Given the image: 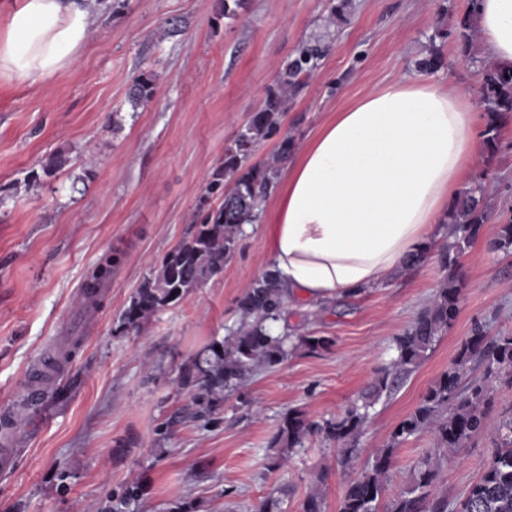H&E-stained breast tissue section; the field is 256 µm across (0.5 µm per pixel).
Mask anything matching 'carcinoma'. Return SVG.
<instances>
[{"label":"carcinoma","mask_w":512,"mask_h":512,"mask_svg":"<svg viewBox=\"0 0 512 512\" xmlns=\"http://www.w3.org/2000/svg\"><path fill=\"white\" fill-rule=\"evenodd\" d=\"M329 45L319 39L306 42L298 56L265 90L262 105L252 113L229 146L224 149L223 167L216 170L207 196L200 200L205 211L190 237L172 248L160 267L137 288L120 326L137 333L164 307L184 299L224 273L233 258L242 226L258 217L262 201L275 191L280 165L295 147L294 138L280 135L266 159H250L260 144L279 135L282 118L290 103L315 76ZM443 65L437 51L417 62V71L432 72ZM155 75H140L130 88L128 100L136 107L153 95ZM481 102L486 116L482 137L494 151L502 133V122L512 116V69H486L482 73ZM221 198L212 207L210 197ZM489 219L481 185L470 187L458 198L451 215L449 236L453 241L443 254L448 279L438 289L431 305L413 326L396 339L397 357L384 368L359 404L343 416L322 424L308 421L300 413L288 415L272 441L269 468L279 470L290 461L296 448L311 435L321 434L340 446L342 462L357 458L355 441L383 393H389L403 375L416 368L440 337L454 325L460 312L464 286L459 260L464 247L475 240ZM496 248L512 249V224L497 229ZM287 297L278 276L267 269L252 281L238 302L239 319L221 338H213L181 364L178 384L191 399L187 416L208 419L224 403L227 393L238 390L260 369L272 368L294 350H327L332 339L304 336L285 325L272 333L271 323L281 320ZM485 365L480 379L463 380L468 364ZM501 384L512 387V334L488 337L475 329L460 344L454 366L443 372L428 388L415 410L394 429L390 443L380 448L349 482L338 512H379L394 447L409 437L429 430L438 447L456 452L485 429L488 409ZM494 451L480 478L469 488L457 512H512V417L503 420L491 436ZM438 465L427 458L410 470L407 488L388 505V512H446L447 503L432 497ZM142 495L138 484L127 486L112 499V512H130Z\"/></svg>","instance_id":"1"}]
</instances>
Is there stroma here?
<instances>
[{"label":"stroma","mask_w":512,"mask_h":512,"mask_svg":"<svg viewBox=\"0 0 512 512\" xmlns=\"http://www.w3.org/2000/svg\"><path fill=\"white\" fill-rule=\"evenodd\" d=\"M330 0H246L225 18L219 0H112L77 61L43 84L0 81V421L11 422L17 455L0 473V512H111L132 483L137 512H255L279 488V512H302L319 492L338 512L363 461L452 366L474 327L512 333V254L492 241L512 221V122L492 159H479L492 217L461 257L460 313L419 367L371 409L359 454L342 466L335 443L313 435L288 466L268 468L284 417L342 416L396 355L395 340L429 306L447 274L441 251L381 287L288 311L290 324L327 336L329 350H298L252 376L224 399L216 420L158 429L190 405L178 368L237 320V302L269 259L259 230L243 233L219 278L160 310L142 334L119 331L124 311L162 258L200 223V199L224 148L263 100L297 49L331 44L283 127L304 146L337 108L386 83L415 76L436 46L438 79L478 100L486 63L481 33L434 39L468 16V0H352L345 20L326 25ZM156 76L153 97L131 107L141 73ZM96 284L92 313L80 293ZM73 336L66 369L29 409L28 370L54 337ZM512 416V388L500 386L483 434L442 459L435 493L455 512L492 455L490 440ZM431 433L394 454L386 499L409 470L435 455Z\"/></svg>","instance_id":"35a3bbf8"}]
</instances>
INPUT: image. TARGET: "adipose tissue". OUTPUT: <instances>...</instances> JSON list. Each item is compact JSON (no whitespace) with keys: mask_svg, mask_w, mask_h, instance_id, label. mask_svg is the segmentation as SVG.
Here are the masks:
<instances>
[{"mask_svg":"<svg viewBox=\"0 0 512 512\" xmlns=\"http://www.w3.org/2000/svg\"><path fill=\"white\" fill-rule=\"evenodd\" d=\"M98 0H16L0 17V79L34 85L84 49ZM489 63L512 68V0H479ZM475 104L430 74L339 109L285 162L260 229L289 299L383 285L430 252L473 171Z\"/></svg>","mask_w":512,"mask_h":512,"instance_id":"adipose-tissue-1","label":"adipose tissue"}]
</instances>
